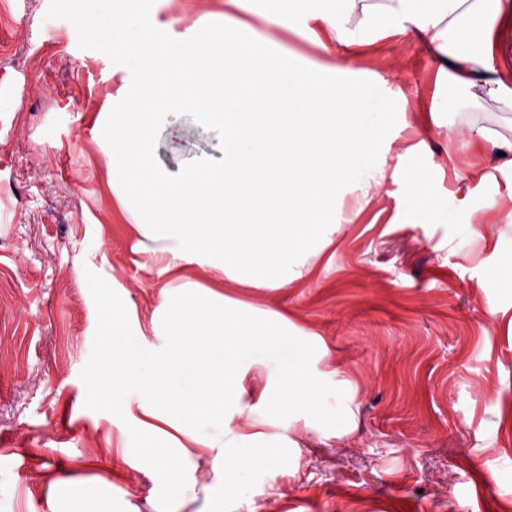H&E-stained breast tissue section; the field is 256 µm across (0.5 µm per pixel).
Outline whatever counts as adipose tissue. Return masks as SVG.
Wrapping results in <instances>:
<instances>
[{
  "instance_id": "obj_1",
  "label": "adipose tissue",
  "mask_w": 512,
  "mask_h": 512,
  "mask_svg": "<svg viewBox=\"0 0 512 512\" xmlns=\"http://www.w3.org/2000/svg\"><path fill=\"white\" fill-rule=\"evenodd\" d=\"M95 20L138 78L132 104L101 122L108 186L129 224L148 270L162 286L149 325L112 302V371L104 399L114 417L116 446L146 471L163 467L167 492L153 512H172L194 479L195 449L207 451L217 486L238 485L261 462L277 460L259 447L260 433L224 442L243 410L261 424L346 430L352 397L339 369H320L323 347L286 315L228 294V286L277 290L310 281L317 262L347 219L346 195L371 200L387 174L407 183L404 208L417 221L443 211L441 199L411 172L389 168L378 137L387 102L366 83L346 84L353 62L390 35H412L439 77L491 86L512 112V0H279L269 25L301 34L317 28L325 62L317 72L266 54L251 33L190 41L173 48L149 19L127 24L137 0ZM220 57L217 66L207 56ZM193 111L224 145V160L180 175L149 160L153 127ZM473 145L483 156L470 180L504 178L512 193V140L480 128ZM168 337L149 350L145 332Z\"/></svg>"
}]
</instances>
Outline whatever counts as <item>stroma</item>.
I'll return each instance as SVG.
<instances>
[{"instance_id": "1", "label": "stroma", "mask_w": 512, "mask_h": 512, "mask_svg": "<svg viewBox=\"0 0 512 512\" xmlns=\"http://www.w3.org/2000/svg\"><path fill=\"white\" fill-rule=\"evenodd\" d=\"M174 0H148V15L171 44L191 41L202 21L233 31L250 25L262 46L302 65L321 60L314 35L268 26L277 0H242L175 15ZM0 41V512H46V472L84 480L112 512H151L164 490L106 453L114 417L86 400L95 360L107 351L106 299L150 321L155 276L141 268L128 224L106 187L100 113L121 110L131 75L88 29L99 0H10ZM354 80L376 84L393 106L380 136L403 155L444 212L417 223L402 206L403 183L386 180L369 206L346 201L355 223L338 236L314 278L240 299L288 312L317 333L355 389L353 431L300 439V468L266 464L224 491V512H512V333L487 312L484 285L512 258L455 226L476 207L495 224L512 199L492 185L467 189L475 160L470 124L512 139V118L480 87L437 82L425 52L389 38L356 64ZM457 101L472 122L456 131L427 125L420 104ZM412 126L401 129V118ZM153 165L177 174L224 148L198 123L156 127Z\"/></svg>"}]
</instances>
